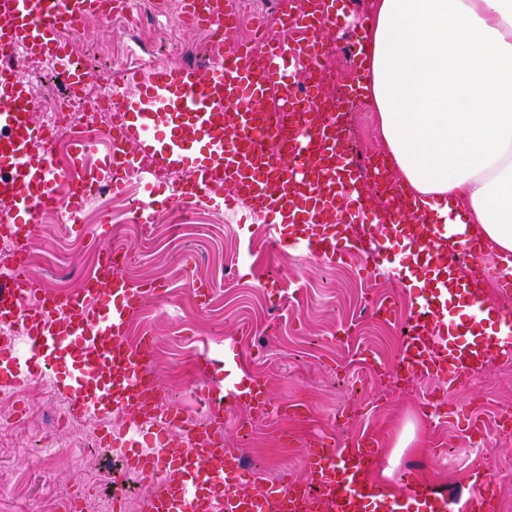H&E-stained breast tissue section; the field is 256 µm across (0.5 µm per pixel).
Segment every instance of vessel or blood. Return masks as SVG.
<instances>
[{"label": "vessel or blood", "mask_w": 512, "mask_h": 512, "mask_svg": "<svg viewBox=\"0 0 512 512\" xmlns=\"http://www.w3.org/2000/svg\"><path fill=\"white\" fill-rule=\"evenodd\" d=\"M125 14L128 0H0V14L9 20L0 28V235L13 241L7 273L0 275V327L20 329L27 338V359H19L10 338L0 339V389L39 377L57 353L69 355L76 373L69 384L72 416H109L113 407L126 415L129 431L157 438L178 439L175 457L163 449L136 450L124 457L125 474L151 484L143 512H482L490 481L453 494L438 492L414 472L404 475L399 493L377 496L368 480L379 453L370 436L342 448H315L309 454L310 478L300 485L282 479L259 497L241 488L243 473L228 475L231 451L210 427L195 419L164 414L160 389L149 370L152 341L124 344L125 327L139 310L143 289L134 287L120 270L122 257L106 253L100 276L88 278L75 293H44L23 272L35 215L63 207L67 222H76L89 187L109 183L120 188L116 172L134 168L149 176L139 209L149 216L157 195L170 189L174 202L185 206L218 199V189L231 187L221 198L225 207L249 199L259 209L277 207L294 214L296 233L289 247L314 258L345 262L361 253L371 271L383 259L374 244V215L365 182L368 166L346 142L345 114L325 111L319 84L296 87L288 80L290 65L306 66L317 59L324 6L305 13L292 0H280L278 35L216 52L206 69L185 65L143 76L130 69L124 84L136 89L132 97L113 102V135L104 166L79 178L56 168L51 160L55 139L66 136L62 126H48L37 117L38 104L16 75L15 63L24 54L49 57L72 89H80L88 72L77 64L59 34L81 31L103 8ZM189 18L211 28L216 39L236 29L238 15L213 0L209 9L187 0ZM273 99L266 107L265 99ZM41 153H34V146ZM189 168L188 179L172 185L169 175ZM70 186L59 200L56 184ZM358 227L353 245L339 237L337 226ZM385 242L412 255L424 256L441 295L465 299L467 306L491 305L480 283L493 281L501 293L512 292V264L486 266L472 240L450 247L432 224H390ZM433 303L419 302L403 338L401 371L436 369L450 382L484 370L491 352L512 353V318L504 317L495 334L467 341L433 321ZM267 383L251 377L248 385L225 380L217 397L266 410ZM224 491L211 494L216 481Z\"/></svg>", "instance_id": "vessel-or-blood-1"}]
</instances>
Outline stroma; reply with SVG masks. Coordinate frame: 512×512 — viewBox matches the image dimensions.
Instances as JSON below:
<instances>
[{
  "label": "stroma",
  "mask_w": 512,
  "mask_h": 512,
  "mask_svg": "<svg viewBox=\"0 0 512 512\" xmlns=\"http://www.w3.org/2000/svg\"><path fill=\"white\" fill-rule=\"evenodd\" d=\"M133 0L130 19L96 17L76 37L73 50L89 77L86 105L74 113L75 127L108 128V113L90 101L105 75L132 67L191 64L206 67L203 38L183 23L181 0ZM241 25L224 40L232 47L258 22H272L276 0H231ZM371 0H329L335 24L324 33L323 92L345 96L357 69L356 51ZM347 134L360 156L381 152L377 118L362 99L349 105ZM141 181L123 193L103 197L91 214L75 224L34 220V251L27 267L43 287L75 291L94 273L105 248L128 254L126 277L135 285L158 288L134 314L124 337L154 339L151 370L163 393V409L192 419L205 413L202 395L225 376L260 375L271 387L269 415L256 418L246 406L223 412L219 429L250 472L248 492L259 493L279 471L305 482L311 446L344 445L362 433L377 441L380 454L373 479L399 486L413 471L442 488L469 484L483 469L495 487L500 512H512V433L502 432L498 415L512 407V367L492 353L481 381L457 385L433 374L401 378L397 372L399 336L417 308L430 273L406 255V277L389 268L373 274L358 261L325 262L298 251L276 249L273 239H288L289 224L240 223L237 214L213 204L197 206L176 221L179 206H158L150 226L136 223ZM209 304L200 307L198 291ZM392 305L390 315L365 310L366 300ZM241 350L240 363L225 361L224 350ZM208 356L207 372L197 370ZM73 366L56 362L52 386L35 378L15 392H0V504L10 512H59L61 500L79 491L95 512H112L121 496L123 512H137L144 495L136 484L104 485L94 480L103 465L122 460L98 435L61 427ZM407 447H398L400 436ZM66 443L76 469L57 467L45 457L51 441Z\"/></svg>",
  "instance_id": "1"
}]
</instances>
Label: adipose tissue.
Here are the masks:
<instances>
[{
  "mask_svg": "<svg viewBox=\"0 0 512 512\" xmlns=\"http://www.w3.org/2000/svg\"><path fill=\"white\" fill-rule=\"evenodd\" d=\"M358 52L389 167L450 241L512 254V0H373Z\"/></svg>",
  "mask_w": 512,
  "mask_h": 512,
  "instance_id": "ef3b65f1",
  "label": "adipose tissue"
}]
</instances>
